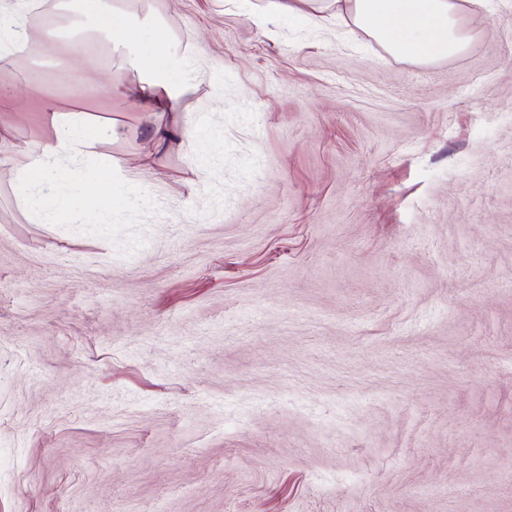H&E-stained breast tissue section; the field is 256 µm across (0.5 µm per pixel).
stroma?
<instances>
[{"instance_id":"stroma-1","label":"stroma","mask_w":512,"mask_h":512,"mask_svg":"<svg viewBox=\"0 0 512 512\" xmlns=\"http://www.w3.org/2000/svg\"><path fill=\"white\" fill-rule=\"evenodd\" d=\"M269 2L116 0L197 76L150 116L109 40L0 58V512H512V0L420 79ZM50 99L113 130L36 224Z\"/></svg>"}]
</instances>
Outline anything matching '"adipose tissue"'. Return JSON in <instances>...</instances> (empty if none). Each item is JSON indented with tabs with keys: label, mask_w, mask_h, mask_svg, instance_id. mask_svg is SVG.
<instances>
[{
	"label": "adipose tissue",
	"mask_w": 512,
	"mask_h": 512,
	"mask_svg": "<svg viewBox=\"0 0 512 512\" xmlns=\"http://www.w3.org/2000/svg\"><path fill=\"white\" fill-rule=\"evenodd\" d=\"M75 4L91 30L116 35L129 51V65L148 72L149 78L138 92L145 112L178 105L192 87L190 78L169 82L163 53L150 57L137 53L142 29L117 12L114 0H75ZM343 9L353 30L407 59L430 62L448 58L464 51L469 43L456 0H343ZM44 118L54 137L27 152L16 171L15 187L19 208L36 223L52 224L57 217L45 193L48 172L63 160L88 153L109 126L91 122L87 113L62 108L53 101L46 102Z\"/></svg>",
	"instance_id": "obj_1"
}]
</instances>
